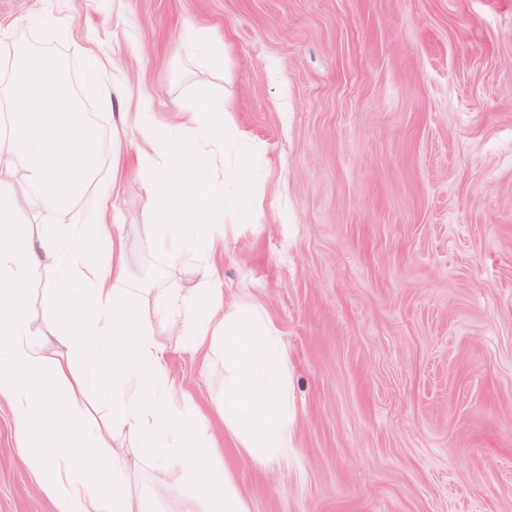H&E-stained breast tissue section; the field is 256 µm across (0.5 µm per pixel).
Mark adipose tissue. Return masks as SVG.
Masks as SVG:
<instances>
[{"mask_svg": "<svg viewBox=\"0 0 512 512\" xmlns=\"http://www.w3.org/2000/svg\"><path fill=\"white\" fill-rule=\"evenodd\" d=\"M11 76L0 95L9 116L0 131V404L8 405L28 449L26 464L55 512H156L130 480L131 458L157 479L195 493L193 512H252L204 414L172 393L164 354L140 318V291L126 287L127 243L112 236L113 201L101 195L84 224H45L25 215L30 194L54 209L82 194L100 163L96 137L79 115L59 65L24 44L0 56ZM112 258H100L101 247ZM80 256L77 279L47 290L63 317L60 344L83 358L75 371L31 337L27 289L46 266ZM197 282L166 298L167 318L191 350L224 348V424L243 455L266 468L287 463L288 355L267 314L224 305L221 280L205 253ZM111 387L126 448L110 447L85 406L90 386Z\"/></svg>", "mask_w": 512, "mask_h": 512, "instance_id": "ef3b65f1", "label": "adipose tissue"}]
</instances>
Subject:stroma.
Returning <instances> with one entry per match:
<instances>
[{
    "label": "stroma",
    "mask_w": 512,
    "mask_h": 512,
    "mask_svg": "<svg viewBox=\"0 0 512 512\" xmlns=\"http://www.w3.org/2000/svg\"><path fill=\"white\" fill-rule=\"evenodd\" d=\"M34 10L52 25H27ZM189 24L223 39V69L181 40ZM0 30L76 89L114 86L79 100L102 163L60 218L82 223L113 187L127 285L173 393L204 413L253 512H512V0H0ZM199 89L232 139L209 146L214 183L240 193L241 153L257 164L261 205L224 214L211 260L225 303L259 304L288 351L292 446L276 471L242 457L217 413L222 350L189 351L159 313L197 263L158 260L136 170L155 132L195 139L178 108ZM127 96L152 127L124 114ZM60 274L28 289L35 341L57 327L43 288ZM131 479L159 512H190L191 491L147 466ZM0 512H55L5 406Z\"/></svg>",
    "instance_id": "obj_1"
}]
</instances>
